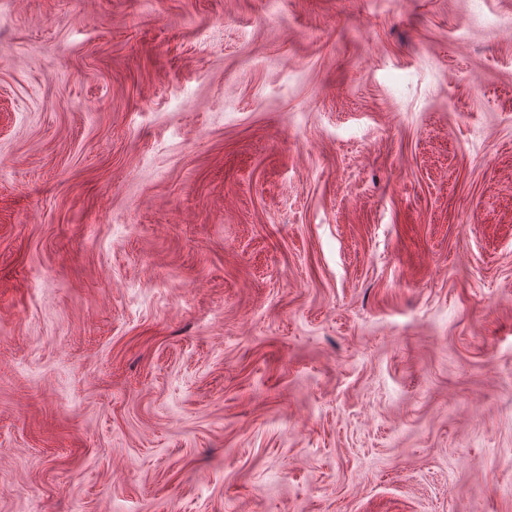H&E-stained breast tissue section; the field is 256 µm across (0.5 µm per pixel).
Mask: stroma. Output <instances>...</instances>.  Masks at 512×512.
I'll return each mask as SVG.
<instances>
[{
    "instance_id": "stroma-1",
    "label": "stroma",
    "mask_w": 512,
    "mask_h": 512,
    "mask_svg": "<svg viewBox=\"0 0 512 512\" xmlns=\"http://www.w3.org/2000/svg\"><path fill=\"white\" fill-rule=\"evenodd\" d=\"M0 512H512V0H0Z\"/></svg>"
}]
</instances>
